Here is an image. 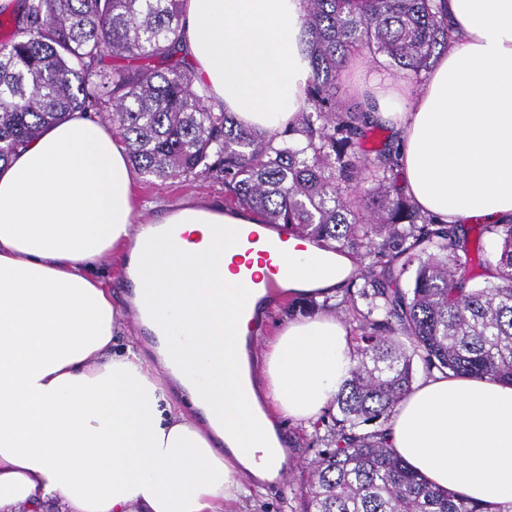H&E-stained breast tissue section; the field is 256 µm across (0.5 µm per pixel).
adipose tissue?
<instances>
[{
  "mask_svg": "<svg viewBox=\"0 0 512 512\" xmlns=\"http://www.w3.org/2000/svg\"><path fill=\"white\" fill-rule=\"evenodd\" d=\"M456 44L415 91L362 87L398 134L405 193L444 224L512 219V0H442ZM303 0H186L183 48L213 101L266 134L297 125L310 68ZM124 142L76 112L0 165V512H225L249 477L286 461L281 420L315 421L356 357L334 315L287 321L261 383L247 375L236 317L246 300L237 245L187 243L144 263ZM169 224H246L254 213L185 202ZM127 253L154 300L182 306L219 379L195 406L202 429L134 349L112 338L129 318L93 276ZM282 294L323 301L356 260L308 245L278 256ZM391 448L435 485L494 506L512 502V385L433 373L387 424Z\"/></svg>",
  "mask_w": 512,
  "mask_h": 512,
  "instance_id": "adipose-tissue-1",
  "label": "adipose tissue"
}]
</instances>
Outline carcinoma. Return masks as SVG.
Returning a JSON list of instances; mask_svg holds the SVG:
<instances>
[{
    "instance_id": "1",
    "label": "carcinoma",
    "mask_w": 512,
    "mask_h": 512,
    "mask_svg": "<svg viewBox=\"0 0 512 512\" xmlns=\"http://www.w3.org/2000/svg\"><path fill=\"white\" fill-rule=\"evenodd\" d=\"M0 10V161L75 112L118 125L132 167L160 179H212L228 202L371 262L356 294L358 354L320 419L324 448L307 462L299 512H512L433 486L389 448L384 426L428 373L512 383V224L481 253L459 224L421 214L398 184L397 150L370 152L376 127L338 79L349 57L406 76L451 44L437 0H304L310 75L298 126L269 136L215 108L182 53L181 0H22ZM117 60L102 66L105 55ZM409 276L411 288L396 283Z\"/></svg>"
}]
</instances>
